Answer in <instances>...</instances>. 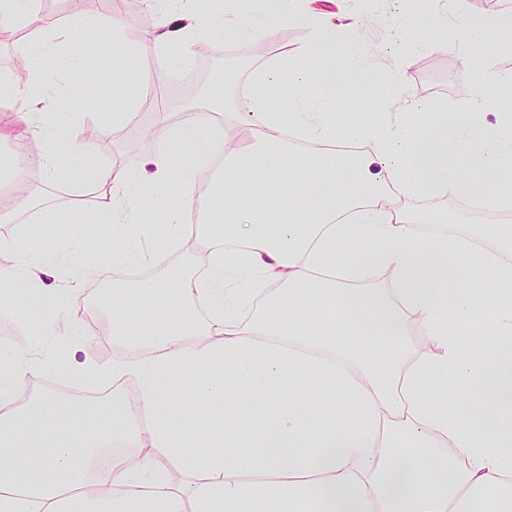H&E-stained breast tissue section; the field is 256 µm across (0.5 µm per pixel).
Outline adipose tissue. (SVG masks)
Returning a JSON list of instances; mask_svg holds the SVG:
<instances>
[{"mask_svg":"<svg viewBox=\"0 0 512 512\" xmlns=\"http://www.w3.org/2000/svg\"><path fill=\"white\" fill-rule=\"evenodd\" d=\"M173 2L182 22L157 18L146 52L182 58L196 33H222L214 12ZM19 22L38 61L22 77L0 73V109L22 127L11 206L31 197V167L57 180L55 156L70 138L49 120L75 111L99 77L89 66L72 77V94H46L59 66L44 37L68 40L70 27L0 0V28ZM463 61L479 91L461 111L404 100L346 130L345 152L322 110L336 100L331 65L284 55L255 69L252 94L234 104L215 89V111L257 139L223 151L224 177L206 190L192 179L194 156L162 147L129 172L80 146L78 171L101 189L95 213L113 259L153 273L106 294L122 357L85 372L111 375L117 395L107 403L44 394L13 406L35 370L0 366V512H512V226L427 233L399 202L428 194L512 205L495 180L512 164V123L486 122L494 102L482 92L503 76L491 57ZM285 73L290 96L311 92L288 125L269 95ZM37 138L48 147L36 154ZM177 171L184 193L164 204L156 234L194 233L203 276L158 265L138 242L140 184ZM259 180L279 193L256 195ZM0 255V287L28 323L50 336L66 320L77 336L78 310L43 283L57 258L2 237ZM471 260L484 287L467 283ZM380 269L389 283L371 287ZM413 325L425 340L417 350L407 342ZM171 377L188 400L179 415L162 399ZM169 462L182 481L165 478Z\"/></svg>","mask_w":512,"mask_h":512,"instance_id":"adipose-tissue-1","label":"adipose tissue"}]
</instances>
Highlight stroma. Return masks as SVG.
Masks as SVG:
<instances>
[{"label":"stroma","instance_id":"35a3bbf8","mask_svg":"<svg viewBox=\"0 0 512 512\" xmlns=\"http://www.w3.org/2000/svg\"><path fill=\"white\" fill-rule=\"evenodd\" d=\"M159 7L158 0H136L133 9L124 16L121 32L108 27L81 31L70 41L63 56V71L99 65L104 73L94 99L79 111L66 115L64 125L79 138L87 128H96L110 140L108 150H97V160L131 172L142 167L157 143L148 137L133 142L122 138L125 125L113 120L112 115L123 111L127 102H140L145 94L151 80L153 57L139 51L141 45L151 41L150 36L142 35L141 23L144 15L155 14ZM302 8L340 30L354 17L365 18L366 24L358 37L360 48L376 53L380 68L394 64L405 67L409 76L406 96L439 111H459L464 90L476 84L474 72L461 60L467 51L493 54L500 71L508 76L499 89L512 94V0H497L491 11L480 0H304ZM218 9L228 20L223 38L213 41L206 33H198L196 44H211V51L205 55L192 53L183 64L162 62L168 82H176L187 71L195 70L203 76L214 62L236 60L240 63L237 78L226 88L228 98L232 99L239 96L241 86L249 83L256 68L272 61L271 56L257 52V45L281 43L286 52L294 54L310 39L305 24L277 18L270 12L242 9L238 0H222ZM492 15L505 19V26L476 40L464 38L465 28H477ZM333 64L340 74L336 102L330 107L337 122L350 124L361 115L373 120L378 112L393 105L395 95L390 85L356 78L359 67L356 53L336 55ZM401 203L411 212L430 210L440 214L442 225L448 227L466 225L471 218L470 211L460 209L456 200L445 197L408 196ZM0 235L25 238L43 252L64 248L76 238L85 244L107 238L104 225L94 217H87L81 224H55L41 221L37 209L24 206L0 220ZM150 274L147 268L127 269L106 261L94 276L76 288L72 285L68 263H61L54 283L69 289L70 301L84 314L85 336L78 346L63 345L57 336L26 337V327L17 311H0V355L18 356L23 362L41 368L38 375L30 377L24 394L16 396V404L42 394V384L46 381L51 382L56 395L66 389L92 391L84 372L85 364L90 361L108 364L114 355L104 347L102 337L103 329L112 325V315L99 309L91 289L104 285L111 276L139 281Z\"/></svg>","mask_w":512,"mask_h":512}]
</instances>
